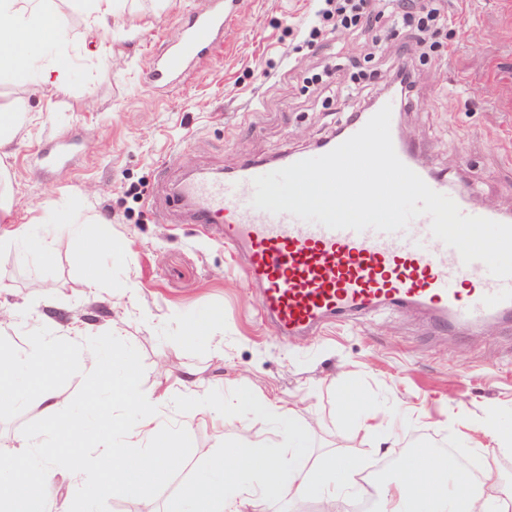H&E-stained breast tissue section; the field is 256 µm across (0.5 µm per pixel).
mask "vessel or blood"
Masks as SVG:
<instances>
[{
  "label": "vessel or blood",
  "instance_id": "1",
  "mask_svg": "<svg viewBox=\"0 0 512 512\" xmlns=\"http://www.w3.org/2000/svg\"><path fill=\"white\" fill-rule=\"evenodd\" d=\"M236 11L237 0H209L206 11L182 16L179 41L154 57L147 84L178 85L223 45L224 29ZM369 119L365 112L346 122L320 148L287 149L275 160L250 161L222 177L188 180L177 196L192 206L204 233L242 258L246 279L260 287V311L287 335L311 336L339 319L360 322L410 308L426 311L440 328L512 319V279L493 277L479 261L463 264L455 249L432 235L429 216L396 233L356 232L252 206L255 177L330 152ZM421 177L451 197L463 214L499 220L495 210L470 206L467 190L449 188L447 177L427 171Z\"/></svg>",
  "mask_w": 512,
  "mask_h": 512
}]
</instances>
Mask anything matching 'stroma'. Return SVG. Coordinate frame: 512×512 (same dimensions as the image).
Wrapping results in <instances>:
<instances>
[{"instance_id":"1","label":"stroma","mask_w":512,"mask_h":512,"mask_svg":"<svg viewBox=\"0 0 512 512\" xmlns=\"http://www.w3.org/2000/svg\"><path fill=\"white\" fill-rule=\"evenodd\" d=\"M208 0H115L108 27L87 29L75 0H46L61 20L51 43L69 70L59 89L33 78L0 75V107L21 97L31 110L0 154L8 173L9 217L0 219V351L30 352L49 337L66 342L73 321L105 354H132L141 395L157 400L159 420L180 465L139 499L98 502L94 512H163L206 467L210 450L240 438L277 444L276 426L253 410L259 402L297 404L295 422L313 454L356 457L361 472L379 471L409 448L472 452L473 426L487 413L512 428V324L490 321L436 331L408 310L364 323L286 336L257 311L258 290L233 253L201 234L178 185L191 174L229 172L284 148L310 150L345 124L363 97L347 72L319 90L305 89L309 64L363 61L372 32L334 33L307 42L313 0H238L224 44L174 89L143 81L151 57L175 44L178 20ZM467 29L447 64L418 65L401 133L425 168L471 188L479 207L512 210V0H448ZM76 136L65 163L44 167L52 140ZM104 219L111 254H98V289L64 242L20 250V224L64 225ZM216 321L189 340L203 313ZM173 364L169 378L161 361ZM195 374L220 405L192 426L182 424L189 400L183 373ZM95 382L81 361L56 381L64 417L79 421L90 452L100 426L79 401ZM354 389L371 414L372 432L358 431L339 395ZM236 405L226 419L224 405ZM31 398L0 403V442L12 443L40 418ZM395 437L384 452L385 433Z\"/></svg>"}]
</instances>
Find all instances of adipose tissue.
<instances>
[{
  "mask_svg": "<svg viewBox=\"0 0 512 512\" xmlns=\"http://www.w3.org/2000/svg\"><path fill=\"white\" fill-rule=\"evenodd\" d=\"M42 0H0V70L24 73L38 82L64 86L68 72L59 56L45 49L47 34L40 26ZM64 231L76 262L87 267L94 252H111L112 227L104 220L68 224ZM88 287L96 276L86 274ZM72 365L69 349L45 343L27 358L0 352V403L19 404L37 397L39 422L22 431L13 444L0 443V512H89L94 499H138L177 465L178 457L160 429L154 404L140 398L132 358L120 361L122 375L112 378L109 359L99 351H87L83 366L95 375L96 388L86 392L82 406L95 414L101 426L111 424L102 390L135 403L136 416L120 430L122 445L105 447L95 456L84 446L80 427L66 420L55 401V377ZM263 417L288 429V463L280 465L277 449L243 442L211 454L207 468L190 489L168 501L166 512H244L248 505L273 492L291 498L334 505L345 501L358 482V463L349 456L327 453L312 458L302 434L294 427V405L267 401L257 408ZM67 472L86 494L77 508L57 503L50 486L58 472ZM459 468L452 461L433 463L420 451L399 464L395 483L378 491L380 512H512V484L499 487L498 495L486 492L494 482L492 471L482 478L458 482Z\"/></svg>",
  "mask_w": 512,
  "mask_h": 512,
  "instance_id": "ef3b65f1",
  "label": "adipose tissue"
}]
</instances>
